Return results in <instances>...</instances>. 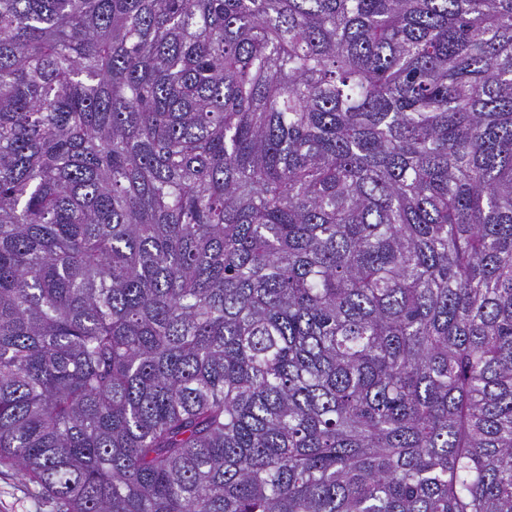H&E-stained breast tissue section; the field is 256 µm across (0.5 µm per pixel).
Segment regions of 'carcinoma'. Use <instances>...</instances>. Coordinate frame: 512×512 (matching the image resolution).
Wrapping results in <instances>:
<instances>
[{"label": "carcinoma", "mask_w": 512, "mask_h": 512, "mask_svg": "<svg viewBox=\"0 0 512 512\" xmlns=\"http://www.w3.org/2000/svg\"><path fill=\"white\" fill-rule=\"evenodd\" d=\"M1 465L512 512V0H0Z\"/></svg>", "instance_id": "carcinoma-1"}]
</instances>
